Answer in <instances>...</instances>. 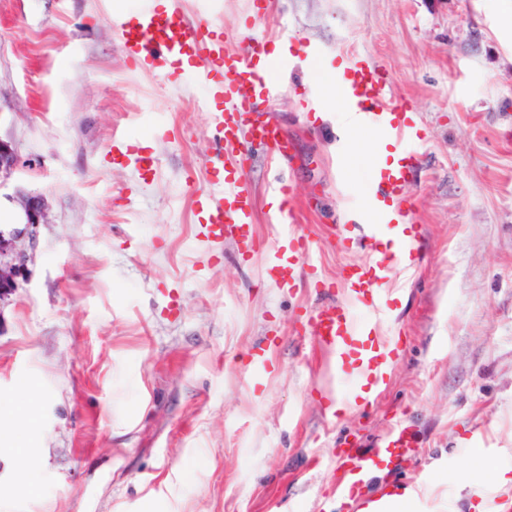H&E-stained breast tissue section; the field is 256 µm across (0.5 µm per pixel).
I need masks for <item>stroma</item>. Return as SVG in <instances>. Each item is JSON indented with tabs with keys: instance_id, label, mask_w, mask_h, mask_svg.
<instances>
[{
	"instance_id": "obj_1",
	"label": "stroma",
	"mask_w": 512,
	"mask_h": 512,
	"mask_svg": "<svg viewBox=\"0 0 512 512\" xmlns=\"http://www.w3.org/2000/svg\"><path fill=\"white\" fill-rule=\"evenodd\" d=\"M250 2L171 5L236 51L287 23L302 56L270 70L281 93L266 112L293 141L282 173L319 268L290 290L265 252L245 261L204 235L203 88L132 67L112 25L143 0H0V138L33 161L10 186L49 207L28 282L0 304V419L34 406L0 439V512H317L337 441L400 418L423 443L404 477L435 486L421 512H474L512 470V0H268L259 19ZM351 53L388 70L425 134L410 188L421 244L375 317L403 348L386 390L334 416L344 391L303 321L344 299L340 271L364 259L334 234L364 204L377 141L342 136L343 115L306 99ZM253 155L255 231L271 244L270 158ZM261 344L275 369L257 383Z\"/></svg>"
}]
</instances>
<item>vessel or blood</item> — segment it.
<instances>
[{"instance_id":"obj_1","label":"vessel or blood","mask_w":512,"mask_h":512,"mask_svg":"<svg viewBox=\"0 0 512 512\" xmlns=\"http://www.w3.org/2000/svg\"><path fill=\"white\" fill-rule=\"evenodd\" d=\"M115 24L133 64L202 83L206 94L201 107L211 115L221 150L207 160L216 176L199 191L196 205L210 238L235 239L243 255L255 251L254 197L247 175L251 149L269 148L276 166L292 153L287 135L264 116V107L276 92L267 78L266 39H252L245 52H233L217 29L154 6L122 14ZM335 94L347 116L345 133L375 128L394 150L393 158H375L364 202L367 229L361 243L368 260L342 269L344 301L314 311L309 318L315 339L331 355L349 395L369 402L385 385L399 357L394 342L378 334L370 315L389 308L382 292L389 271L412 267L418 259L419 247L409 228L410 188L421 161L414 145L422 136L408 118L411 103L394 98L387 70L364 54L346 56L336 71ZM268 206L273 221L284 227L267 251L268 270L280 288L291 289L315 270L314 241L297 222L289 181L272 179ZM420 448L414 425L405 419L396 420L370 445L356 437L341 438L336 495L321 501L320 512H396L407 488L399 475ZM379 471L386 472L388 481L370 492L373 475Z\"/></svg>"}]
</instances>
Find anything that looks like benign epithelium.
I'll list each match as a JSON object with an SVG mask.
<instances>
[{"label":"benign epithelium","mask_w":512,"mask_h":512,"mask_svg":"<svg viewBox=\"0 0 512 512\" xmlns=\"http://www.w3.org/2000/svg\"><path fill=\"white\" fill-rule=\"evenodd\" d=\"M21 165V156L10 141L0 139V186ZM20 208L21 218L8 232L0 230V302L28 281V263L39 238L40 226L48 223V206L43 195L18 190L6 196Z\"/></svg>","instance_id":"benign-epithelium-1"}]
</instances>
